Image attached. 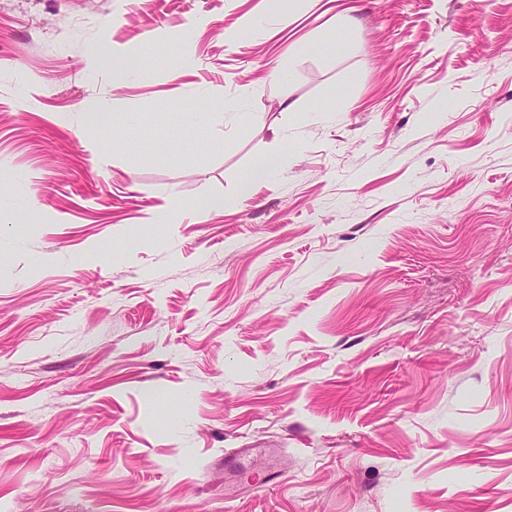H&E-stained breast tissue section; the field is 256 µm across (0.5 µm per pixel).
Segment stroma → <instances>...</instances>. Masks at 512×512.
I'll return each instance as SVG.
<instances>
[{
	"mask_svg": "<svg viewBox=\"0 0 512 512\" xmlns=\"http://www.w3.org/2000/svg\"><path fill=\"white\" fill-rule=\"evenodd\" d=\"M342 2L0 8V512H512V0Z\"/></svg>",
	"mask_w": 512,
	"mask_h": 512,
	"instance_id": "stroma-1",
	"label": "stroma"
}]
</instances>
